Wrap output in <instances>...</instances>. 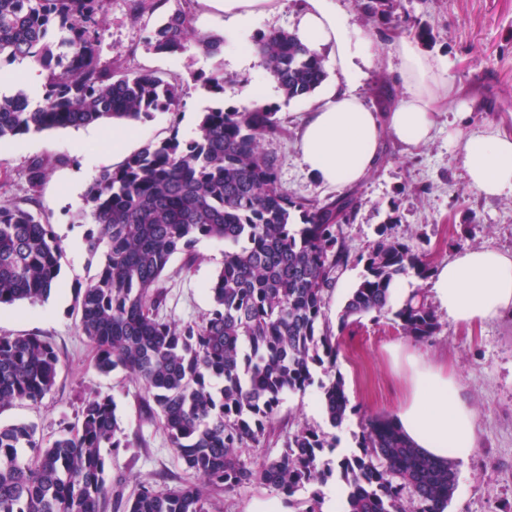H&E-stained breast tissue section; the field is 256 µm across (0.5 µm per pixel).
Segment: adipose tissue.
Here are the masks:
<instances>
[{
	"label": "adipose tissue",
	"instance_id": "ef3b65f1",
	"mask_svg": "<svg viewBox=\"0 0 512 512\" xmlns=\"http://www.w3.org/2000/svg\"><path fill=\"white\" fill-rule=\"evenodd\" d=\"M223 13L225 43L248 31L275 0H208ZM296 36L310 48L331 47L343 84L326 85L299 131L303 164L327 186L352 185L375 167L391 136L408 146L432 138L435 115L447 107L468 120L447 60L426 53L412 38L391 44L403 94L387 112L371 111L355 94L360 65L373 37L355 24L338 0H301ZM459 143L467 183L488 197L512 196V134L498 129L451 132ZM431 289L449 320L471 324L512 312V254L491 247L456 251L434 269ZM409 390L396 419L409 440L437 459L465 461L477 446L476 412L442 367L408 358Z\"/></svg>",
	"mask_w": 512,
	"mask_h": 512
}]
</instances>
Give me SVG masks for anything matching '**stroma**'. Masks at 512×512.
<instances>
[{"label": "stroma", "mask_w": 512, "mask_h": 512, "mask_svg": "<svg viewBox=\"0 0 512 512\" xmlns=\"http://www.w3.org/2000/svg\"><path fill=\"white\" fill-rule=\"evenodd\" d=\"M339 4L351 23L373 36L371 62L364 66L365 76L356 89L373 111H386L402 95L398 63L387 46L392 33L411 37L427 28L431 37L420 46L447 57L456 84L464 90L472 122L512 133V0H398L393 25L366 15L357 0H339ZM130 6L131 0H110L103 60L117 59L123 69L183 83L179 112H156L138 121V145L196 128L212 99L194 85L191 72H207L219 65L236 88L258 86L256 63L240 67L227 56L217 62L194 44L182 54L147 51L143 40L154 19L147 15L132 21ZM314 101L311 95L289 100L279 92L265 99L288 128L287 137L269 145L279 159L281 186L298 196L322 200L342 194L343 189L320 184L301 159L297 131ZM453 120V114L439 112L433 138L414 149L384 139L375 168L351 187L359 208L345 232L354 252L366 250L386 225L400 240L427 241L437 263L464 248L493 247L512 253V196L487 199L469 187L461 152L448 139ZM111 152V141L90 138L85 127L0 140V204L15 203L41 213L62 242L85 237L92 220L82 212L85 190L73 188L72 178L101 153L106 156L105 167H112ZM45 156L56 163L42 186L30 190L27 165ZM195 250L199 259L192 267H185L183 254H175L158 282L165 295L162 313L169 319L195 321L212 307L208 286L222 265L224 245L204 239ZM99 262V257L86 252L77 257L65 251L59 284L43 304L18 302L0 308V336H41L60 357L53 390L38 404L17 403L1 411L0 422L34 423L50 439L61 422L75 420L82 397L106 393L117 404L121 428L133 439L131 447L119 449L111 460L112 476L127 480L126 492H133L141 480L161 487L191 481L160 421L142 417V387L124 371L100 373L94 365V349L78 328L74 289L92 278ZM438 322L439 330L426 341L402 336L386 317L366 315L349 324L339 337L336 373L344 381L350 410L342 426L332 430L336 444L356 447L365 421L395 416L408 383L391 349L405 346L443 365L476 411L477 448L467 461L456 464L457 485L448 512H512V316L461 324L442 315ZM300 423L328 428L316 388L285 395L272 433L251 451L254 460L276 455L286 432Z\"/></svg>", "instance_id": "stroma-1"}]
</instances>
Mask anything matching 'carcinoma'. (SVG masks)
Returning a JSON list of instances; mask_svg holds the SVG:
<instances>
[{
    "label": "carcinoma",
    "mask_w": 512,
    "mask_h": 512,
    "mask_svg": "<svg viewBox=\"0 0 512 512\" xmlns=\"http://www.w3.org/2000/svg\"><path fill=\"white\" fill-rule=\"evenodd\" d=\"M109 0H0V59L36 62L45 72L41 100L25 91L0 96V140L104 120L139 121L176 112L182 87L153 73L120 74L101 60V25ZM362 9L392 19L391 0H361ZM189 12L162 16L145 39L157 54L186 50ZM219 61L224 36L196 37ZM252 46L284 96H308L327 78L325 58L293 32L257 34ZM216 103L196 135L146 144L89 183L93 221L86 250L101 255L95 276L74 289L79 328L102 373L123 369L144 391L170 447L197 477L160 490L139 482L122 499V479L109 475L113 451L130 447L111 396L81 401L76 422L44 443L33 423L0 424V512H211L217 497L260 485L288 499L292 512H323V487L341 483V512H444L456 488L452 460H436L406 440L390 417L362 426L359 451L336 454V441L305 424L285 436L280 453L256 464L245 455L268 430L284 395L320 392L329 423L342 424L349 400L336 368L338 344L324 308L352 262L363 274L340 315V327L369 314L392 316L416 341L435 335L438 319L418 291L395 307L392 288L414 272L426 278L431 257L418 243L382 229L353 254L344 226L354 221L351 195L322 201L295 196L277 179V156L264 145L288 135L268 104L224 106V72L191 74ZM52 160L26 169L40 187ZM203 239L224 243L209 286L213 306L200 320L159 315L156 285L176 253L196 259ZM63 247L51 225L17 204L0 205V305L45 301L57 285ZM60 357L37 335L0 336V409L37 404L52 390ZM327 380H315V369ZM310 490L305 499L297 492Z\"/></svg>",
    "instance_id": "1"
}]
</instances>
